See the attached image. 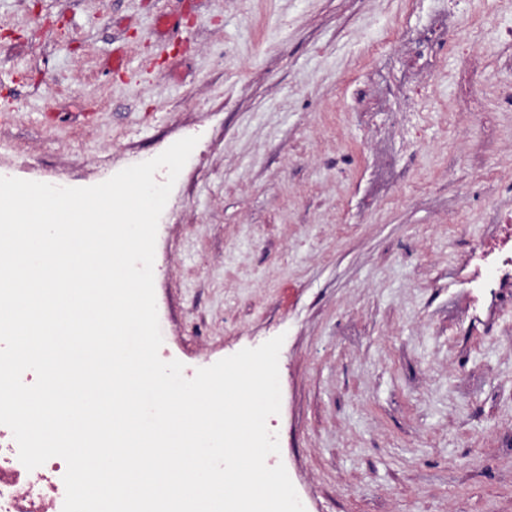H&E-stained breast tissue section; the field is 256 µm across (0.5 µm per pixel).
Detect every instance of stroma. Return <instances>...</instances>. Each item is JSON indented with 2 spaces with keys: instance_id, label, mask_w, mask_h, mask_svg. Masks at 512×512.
Returning <instances> with one entry per match:
<instances>
[{
  "instance_id": "35a3bbf8",
  "label": "stroma",
  "mask_w": 512,
  "mask_h": 512,
  "mask_svg": "<svg viewBox=\"0 0 512 512\" xmlns=\"http://www.w3.org/2000/svg\"><path fill=\"white\" fill-rule=\"evenodd\" d=\"M512 11L500 0H0V169L101 183L198 143L154 289L185 360L276 336L312 512H512ZM493 252L488 247H478L474 252V259L480 270L470 283L472 288H479L483 297L492 304L496 300L499 289L512 285V255L491 258ZM484 267V274L481 268Z\"/></svg>"
}]
</instances>
